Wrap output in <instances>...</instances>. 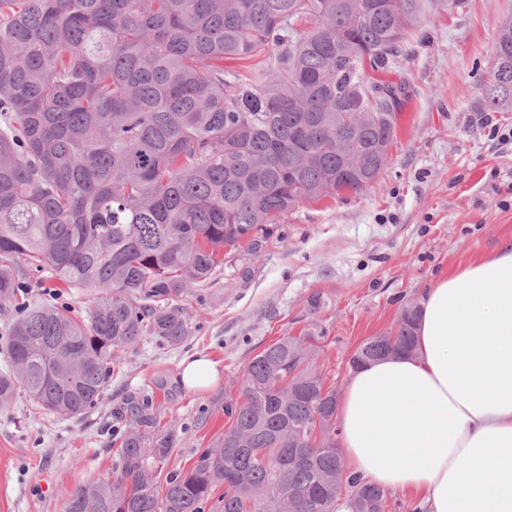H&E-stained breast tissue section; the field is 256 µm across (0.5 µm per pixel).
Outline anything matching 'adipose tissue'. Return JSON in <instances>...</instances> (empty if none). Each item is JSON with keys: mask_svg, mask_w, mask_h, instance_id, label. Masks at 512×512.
Here are the masks:
<instances>
[{"mask_svg": "<svg viewBox=\"0 0 512 512\" xmlns=\"http://www.w3.org/2000/svg\"><path fill=\"white\" fill-rule=\"evenodd\" d=\"M416 334L413 354L352 370L345 474L424 512H512V240L425 288Z\"/></svg>", "mask_w": 512, "mask_h": 512, "instance_id": "ef3b65f1", "label": "adipose tissue"}]
</instances>
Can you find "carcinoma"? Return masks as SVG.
Returning a JSON list of instances; mask_svg holds the SVG:
<instances>
[{
    "label": "carcinoma",
    "instance_id": "cac0c4a2",
    "mask_svg": "<svg viewBox=\"0 0 512 512\" xmlns=\"http://www.w3.org/2000/svg\"><path fill=\"white\" fill-rule=\"evenodd\" d=\"M429 0H0V302L30 274L100 292L87 323L19 306L0 401L78 416L115 354L180 345L171 302L213 282L224 248L256 255L301 204L373 187L390 159L405 87L388 71ZM272 52L250 74L224 68ZM512 104V17L499 28L482 111ZM388 121L377 122L375 118ZM419 307L358 355L414 351ZM310 337L263 348L225 404L231 424L195 465L157 486L177 443L149 400L127 410L113 479L66 512H384L387 492L344 475L336 389ZM224 494L213 499L217 487Z\"/></svg>",
    "mask_w": 512,
    "mask_h": 512
}]
</instances>
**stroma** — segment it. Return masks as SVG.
<instances>
[{
    "instance_id": "35a3bbf8",
    "label": "stroma",
    "mask_w": 512,
    "mask_h": 512,
    "mask_svg": "<svg viewBox=\"0 0 512 512\" xmlns=\"http://www.w3.org/2000/svg\"><path fill=\"white\" fill-rule=\"evenodd\" d=\"M509 15L512 0H465L413 26L389 75L406 85L390 164L367 192L289 213L258 256L225 255L216 280L186 303L194 329L185 344L148 339L120 352L97 406L78 416L33 409L23 393L0 405V512H65L77 486L112 479V437L125 425L117 412L145 396L158 428L178 435L165 472L191 467L228 427L224 404L249 361L281 337L314 335L315 366L344 391L347 360L363 340L390 331L448 269L511 240L512 107L492 115L497 138L478 111ZM26 292L80 320L99 299L96 289L51 279H28ZM197 353L221 370L202 391L180 376Z\"/></svg>"
}]
</instances>
